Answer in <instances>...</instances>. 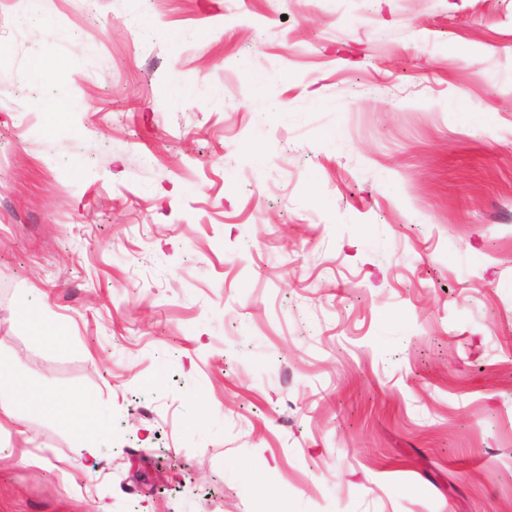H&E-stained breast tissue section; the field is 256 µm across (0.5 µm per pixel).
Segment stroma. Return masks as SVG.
<instances>
[{
    "label": "stroma",
    "instance_id": "obj_1",
    "mask_svg": "<svg viewBox=\"0 0 512 512\" xmlns=\"http://www.w3.org/2000/svg\"><path fill=\"white\" fill-rule=\"evenodd\" d=\"M0 18V512H512V0ZM20 396L18 387L9 382H5L2 377L0 381V430L2 432L3 422H9L18 435H25L26 431L21 421L15 414L17 398ZM25 396L29 403H32L54 418L63 420L66 419L69 414L68 408L65 405L59 403L46 393H34L28 391L25 393Z\"/></svg>",
    "mask_w": 512,
    "mask_h": 512
}]
</instances>
